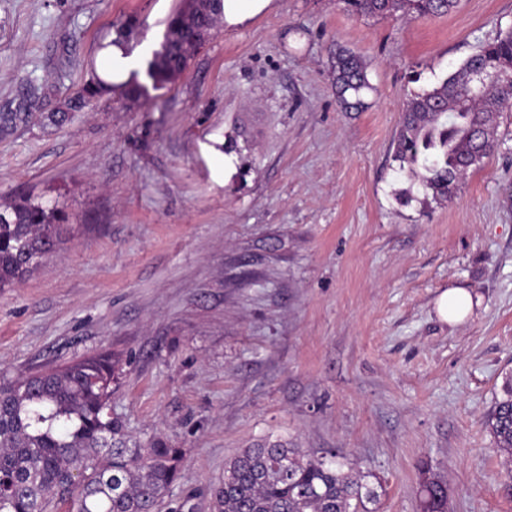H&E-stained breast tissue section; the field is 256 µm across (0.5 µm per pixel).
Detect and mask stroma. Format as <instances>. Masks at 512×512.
Returning <instances> with one entry per match:
<instances>
[{
  "mask_svg": "<svg viewBox=\"0 0 512 512\" xmlns=\"http://www.w3.org/2000/svg\"><path fill=\"white\" fill-rule=\"evenodd\" d=\"M182 0H0V112H55L126 20L157 50ZM512 30V0L444 16H357L276 0L218 29L166 88L113 94L60 126L0 133V204H62V251L0 290V376L100 351L127 433L183 450L173 498L212 512L224 465L282 443L339 454L376 512H512L485 421L512 374V110L496 153L438 201L400 172L404 101ZM359 55L362 109L329 56ZM473 296L464 321L438 297ZM332 83L345 111L363 108V93L370 88L366 67L355 54L341 48L331 54ZM472 303V294L465 288H451L438 298L437 311L444 321L457 323L465 318ZM422 512H448L446 484L438 477H430L421 488Z\"/></svg>",
  "mask_w": 512,
  "mask_h": 512,
  "instance_id": "stroma-1",
  "label": "stroma"
}]
</instances>
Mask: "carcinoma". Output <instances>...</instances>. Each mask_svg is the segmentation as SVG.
Listing matches in <instances>:
<instances>
[{
    "label": "carcinoma",
    "instance_id": "obj_1",
    "mask_svg": "<svg viewBox=\"0 0 512 512\" xmlns=\"http://www.w3.org/2000/svg\"><path fill=\"white\" fill-rule=\"evenodd\" d=\"M357 15L423 17L445 15L456 0H339ZM222 0L206 4L197 25L218 21ZM190 23L181 12L169 20L162 50L147 75L152 88L171 83L188 66ZM498 65L512 70V31L469 56L438 85L404 104L394 160L420 179L433 196H454L468 168L492 155V115L512 107V87L496 86L482 95L473 86L475 68ZM332 83L340 106L363 108L370 88L366 67L355 54H331ZM141 96L147 88L120 90L93 72L69 98L67 111L40 117L1 112L0 131L28 124L60 125L69 112L104 94ZM66 215L57 205L20 196L0 205V289L21 282L61 242ZM115 363L103 352L23 378H0V512H50L70 501L76 512H184L169 493L179 478L183 449L162 438L128 445L124 425L108 414ZM486 421L507 468H512V378ZM422 512H448L446 484L428 478L421 488ZM379 500L366 475L336 457L327 458L281 444L245 448L224 468V482L212 495L213 512H371Z\"/></svg>",
    "mask_w": 512,
    "mask_h": 512
}]
</instances>
